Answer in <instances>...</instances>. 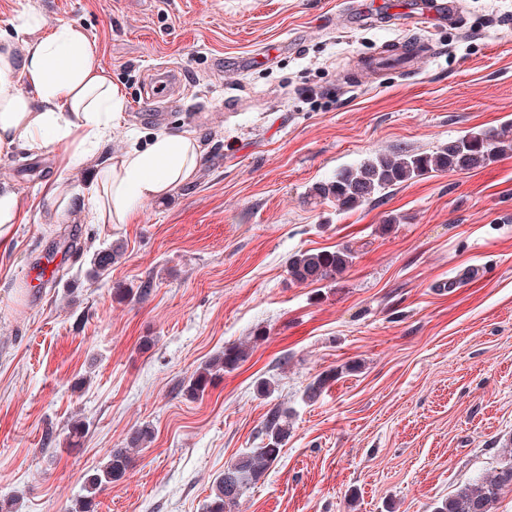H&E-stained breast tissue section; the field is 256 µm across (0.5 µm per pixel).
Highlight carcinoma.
Instances as JSON below:
<instances>
[{"label":"carcinoma","instance_id":"1","mask_svg":"<svg viewBox=\"0 0 512 512\" xmlns=\"http://www.w3.org/2000/svg\"><path fill=\"white\" fill-rule=\"evenodd\" d=\"M512 154V124L493 130L469 132L433 153L378 152L355 167L345 168L326 182L316 185L312 195L333 199L343 210L356 209L386 189L414 178L438 171H471L485 168L497 158ZM123 254V246L94 257V266L105 270ZM354 259L347 247L336 250L300 251L288 258V279L296 285L334 283L341 279ZM248 355L247 344L241 342L224 350L199 368L189 380L187 393L199 396L221 378L238 368ZM334 369L316 376L304 391V397L314 402L324 389L336 380ZM290 411L280 405L271 409L265 419L263 435L266 443L227 464L219 476L206 505V512H232L244 493L255 486L280 458L290 433ZM153 431L148 426L133 429L121 448L112 449L106 465L84 481L85 494L78 496L69 512H96V494L107 484L120 481L132 466L134 455L151 441ZM512 486V458L490 478H478L459 487L438 504L433 512H496L503 487Z\"/></svg>","mask_w":512,"mask_h":512}]
</instances>
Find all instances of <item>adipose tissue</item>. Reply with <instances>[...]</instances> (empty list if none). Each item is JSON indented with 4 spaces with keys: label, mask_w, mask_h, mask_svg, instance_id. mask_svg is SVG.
Returning <instances> with one entry per match:
<instances>
[{
    "label": "adipose tissue",
    "mask_w": 512,
    "mask_h": 512,
    "mask_svg": "<svg viewBox=\"0 0 512 512\" xmlns=\"http://www.w3.org/2000/svg\"><path fill=\"white\" fill-rule=\"evenodd\" d=\"M14 29L21 41L0 36V154L100 142L124 94L100 68L94 43L73 24L44 30L33 12L17 15ZM199 159L192 132H162L114 157L88 194L102 216L122 224L140 203L189 182Z\"/></svg>",
    "instance_id": "obj_1"
}]
</instances>
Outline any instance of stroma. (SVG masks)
<instances>
[{
  "mask_svg": "<svg viewBox=\"0 0 512 512\" xmlns=\"http://www.w3.org/2000/svg\"><path fill=\"white\" fill-rule=\"evenodd\" d=\"M340 0H0V33L24 10L80 26L125 93L85 161L0 156L20 201L0 245V500L67 512L127 432L153 440L97 512H205L228 462L262 444L267 412H292L281 457L235 512H433L512 448V154L439 171L344 211L313 187L378 152H432L512 122V0H460L415 72L368 60L421 37L376 17L337 28ZM293 39L247 71L237 57ZM223 57L215 66L214 57ZM180 72L166 118L141 103L149 70ZM194 132L192 181L104 223L85 190L152 133ZM61 181L78 207L45 196ZM125 250L100 274L92 259ZM352 249L336 285H294L288 259ZM72 255L51 286L29 268ZM479 266L482 280H461ZM248 357L204 395L192 374L225 345ZM338 369L313 402L307 385ZM273 382L259 396L258 380ZM86 423L65 443L72 417ZM53 443H45L46 433Z\"/></svg>",
  "mask_w": 512,
  "mask_h": 512,
  "instance_id": "obj_1",
  "label": "stroma"
}]
</instances>
